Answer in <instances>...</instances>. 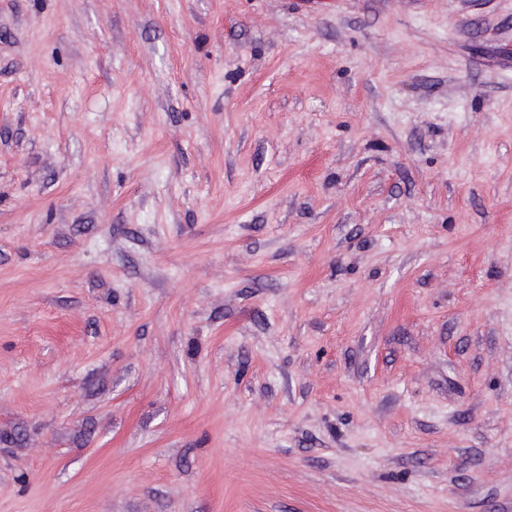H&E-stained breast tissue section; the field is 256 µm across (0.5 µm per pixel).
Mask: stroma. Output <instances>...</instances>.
Here are the masks:
<instances>
[{
  "mask_svg": "<svg viewBox=\"0 0 512 512\" xmlns=\"http://www.w3.org/2000/svg\"><path fill=\"white\" fill-rule=\"evenodd\" d=\"M0 512H512V0H0Z\"/></svg>",
  "mask_w": 512,
  "mask_h": 512,
  "instance_id": "35a3bbf8",
  "label": "stroma"
}]
</instances>
